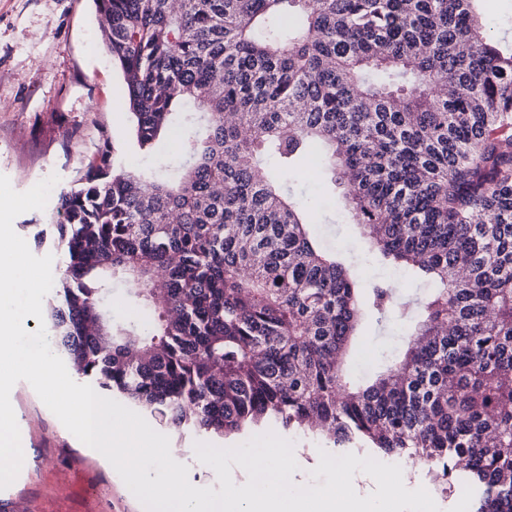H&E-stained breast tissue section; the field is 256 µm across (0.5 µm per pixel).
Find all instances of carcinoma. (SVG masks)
Segmentation results:
<instances>
[{"label": "carcinoma", "mask_w": 512, "mask_h": 512, "mask_svg": "<svg viewBox=\"0 0 512 512\" xmlns=\"http://www.w3.org/2000/svg\"><path fill=\"white\" fill-rule=\"evenodd\" d=\"M476 0H96L132 135L58 194L51 342L79 376L176 428L263 424L408 454L512 512V49ZM321 153L369 246L436 287L398 296L312 240L274 171ZM138 282L133 315L106 313ZM410 328L372 382L365 314Z\"/></svg>", "instance_id": "obj_1"}]
</instances>
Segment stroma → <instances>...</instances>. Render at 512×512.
<instances>
[{
    "instance_id": "obj_1",
    "label": "stroma",
    "mask_w": 512,
    "mask_h": 512,
    "mask_svg": "<svg viewBox=\"0 0 512 512\" xmlns=\"http://www.w3.org/2000/svg\"><path fill=\"white\" fill-rule=\"evenodd\" d=\"M103 27L93 0H0V174L16 191L54 174L59 188L73 187L86 157L105 134L126 168L147 165L129 136L126 89L104 47ZM306 167V162H298L281 178L309 208L316 230L346 250L362 273V286L390 277L401 293L423 289V282L392 277L387 263L368 255L358 226L326 223L323 198L306 179ZM53 220L49 205L19 215L13 228L34 255H55L61 246ZM405 339L401 325L384 328L366 320L353 368L378 366L387 355L405 348ZM13 403L23 466L29 473L21 506L46 495L56 477L76 467L101 491V512H145L111 463L69 434L28 382L17 383ZM158 431L169 437L171 455L187 466L190 482L220 490L214 470L198 461L194 451L195 442L213 444L216 436L181 434L164 425ZM400 462L415 468L422 482L435 490L440 512H460L467 495L459 482L436 480L418 459L404 456Z\"/></svg>"
}]
</instances>
